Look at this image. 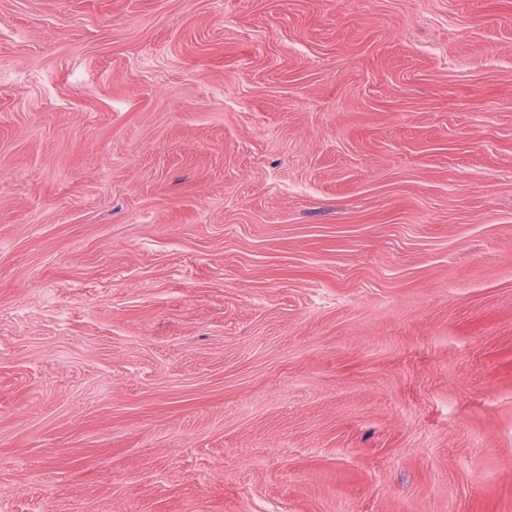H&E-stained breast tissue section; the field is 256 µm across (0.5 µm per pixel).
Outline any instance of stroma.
<instances>
[{
	"instance_id": "stroma-1",
	"label": "stroma",
	"mask_w": 512,
	"mask_h": 512,
	"mask_svg": "<svg viewBox=\"0 0 512 512\" xmlns=\"http://www.w3.org/2000/svg\"><path fill=\"white\" fill-rule=\"evenodd\" d=\"M0 512H512V0H0Z\"/></svg>"
}]
</instances>
